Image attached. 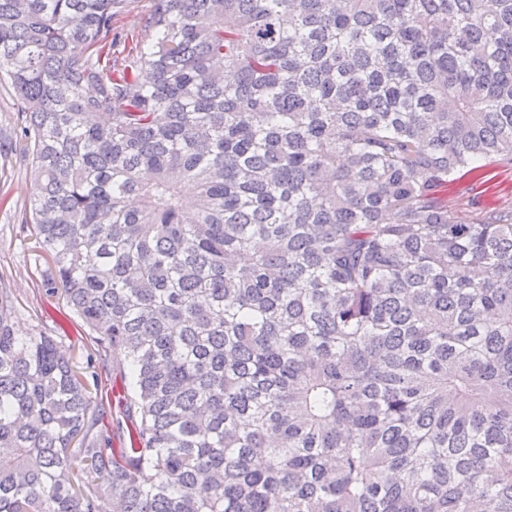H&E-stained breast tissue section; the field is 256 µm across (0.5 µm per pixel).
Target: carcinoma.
<instances>
[{"mask_svg": "<svg viewBox=\"0 0 512 512\" xmlns=\"http://www.w3.org/2000/svg\"><path fill=\"white\" fill-rule=\"evenodd\" d=\"M0 0L42 282L0 288V512H512V0ZM130 1H132L130 6L114 21V32L121 37L120 46L117 47L118 52L123 50L124 41L127 45V39L131 42V38L135 41L136 37H144L145 17L152 6V0ZM481 164L448 186V222L472 224L489 210L512 208V169ZM109 371L107 374H102V386L103 393H107V398H105V405L108 411V416L106 417V421H111V416L116 419L123 418L125 407V396L127 395L126 385L131 383V377L127 366H125V376L126 379L123 380L118 375L116 377L115 373L112 371V356L109 358L108 363Z\"/></svg>", "mask_w": 512, "mask_h": 512, "instance_id": "carcinoma-1", "label": "carcinoma"}]
</instances>
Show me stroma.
I'll use <instances>...</instances> for the list:
<instances>
[{
    "mask_svg": "<svg viewBox=\"0 0 512 512\" xmlns=\"http://www.w3.org/2000/svg\"><path fill=\"white\" fill-rule=\"evenodd\" d=\"M33 184L20 154L0 159V286L17 300L15 327L20 336L43 331L63 350L81 354L88 347V328L56 295L40 283L38 261L20 231ZM512 208V169L481 165L448 187V221L472 224L487 211Z\"/></svg>",
    "mask_w": 512,
    "mask_h": 512,
    "instance_id": "1",
    "label": "stroma"
}]
</instances>
